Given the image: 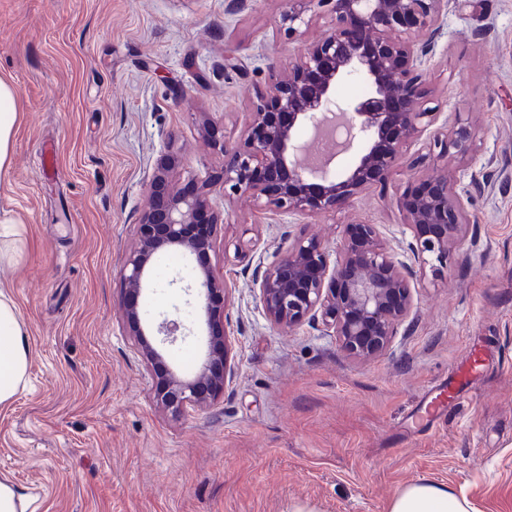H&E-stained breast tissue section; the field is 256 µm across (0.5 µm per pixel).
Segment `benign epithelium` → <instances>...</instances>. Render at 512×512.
Masks as SVG:
<instances>
[{
    "instance_id": "7a95c632",
    "label": "benign epithelium",
    "mask_w": 512,
    "mask_h": 512,
    "mask_svg": "<svg viewBox=\"0 0 512 512\" xmlns=\"http://www.w3.org/2000/svg\"><path fill=\"white\" fill-rule=\"evenodd\" d=\"M313 1L328 8L330 27L290 62L288 78L267 87L240 140H224L210 118L202 122V138L224 158L221 171L190 191L181 190L174 181L181 155L170 141L147 185L148 203L135 224L136 243L121 269L122 311L149 369L153 399L173 416L189 406H207L231 387L228 286L206 263L187 284L214 323L207 357L190 379L167 369L147 339L138 299L160 251L175 249L200 260L213 250L217 228L224 224V213L212 203L214 187L222 185L226 200L249 194L263 210L326 216L350 207L372 184L414 169L404 164V147L434 123L432 113L415 109L424 95L425 54L413 39L439 29L445 0H289L285 34L293 35L295 22L303 20ZM352 75L363 79L368 91L346 103L344 131L334 127L331 136L343 133L346 145H357V161L340 176L324 175L312 183L296 158L297 132L325 126L328 115L340 108L336 85ZM476 140L469 122L457 117L446 132L433 134L429 154L466 158ZM416 181L402 199L413 231L408 260L382 241L373 224L342 225L333 254L316 239L298 238L254 280L269 322L290 330L319 318L350 355L366 359L384 352L411 312L413 267L439 273L450 247L463 241L467 223L466 201L451 190L448 175L435 169ZM184 329L175 312L158 324L157 332L172 344Z\"/></svg>"
}]
</instances>
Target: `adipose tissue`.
I'll return each instance as SVG.
<instances>
[{
    "mask_svg": "<svg viewBox=\"0 0 512 512\" xmlns=\"http://www.w3.org/2000/svg\"><path fill=\"white\" fill-rule=\"evenodd\" d=\"M19 124L14 86L0 77V177L10 164V151ZM28 352L15 303L6 288L0 287V407L9 405L27 381ZM389 512H471L467 499L444 486L419 481L399 491Z\"/></svg>",
    "mask_w": 512,
    "mask_h": 512,
    "instance_id": "adipose-tissue-1",
    "label": "adipose tissue"
}]
</instances>
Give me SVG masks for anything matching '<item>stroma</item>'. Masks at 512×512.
<instances>
[{"mask_svg":"<svg viewBox=\"0 0 512 512\" xmlns=\"http://www.w3.org/2000/svg\"><path fill=\"white\" fill-rule=\"evenodd\" d=\"M288 8L0 0V76L20 112L0 180V216L19 234L0 284L28 351V383L0 409V481L30 499L27 512H388L421 480L465 496L474 512H512V0H448L439 31L417 39L422 108L438 130L458 115L470 122L477 150L436 163L469 199L464 244L439 277L418 276L388 349L357 358L321 323L274 327L252 280L296 238L335 247L345 224L376 225L388 245L407 246L405 176L323 217L273 214L218 188L224 225L210 264L231 286L234 381L178 417L151 398L121 310L146 185L171 135L182 188L220 170L202 117L237 141L259 94L331 22L313 2L289 37ZM228 52L237 67L225 66ZM426 152L425 140L411 142L405 160L430 169ZM239 246L252 249L250 262L236 258ZM195 264L159 253L140 298L149 340L183 378L207 354V318L176 283ZM175 308L187 337L161 344V316ZM456 371L468 389L427 424L425 393Z\"/></svg>","mask_w":512,"mask_h":512,"instance_id":"stroma-1","label":"stroma"}]
</instances>
